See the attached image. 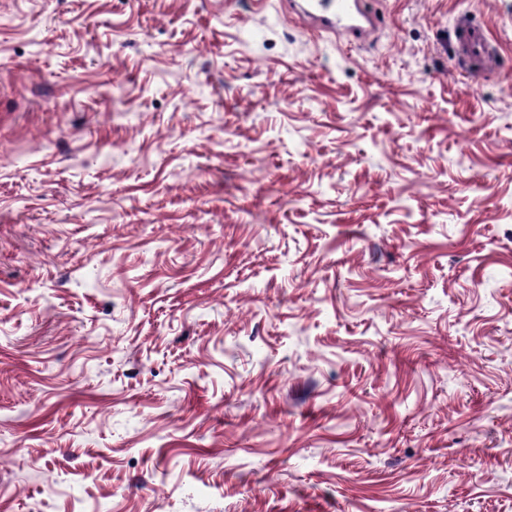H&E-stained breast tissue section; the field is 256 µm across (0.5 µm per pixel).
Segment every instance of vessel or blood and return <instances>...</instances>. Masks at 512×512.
Returning a JSON list of instances; mask_svg holds the SVG:
<instances>
[{
	"label": "vessel or blood",
	"instance_id": "1",
	"mask_svg": "<svg viewBox=\"0 0 512 512\" xmlns=\"http://www.w3.org/2000/svg\"><path fill=\"white\" fill-rule=\"evenodd\" d=\"M289 7L307 18L312 29L343 38L361 37L373 24L362 0H291ZM463 48L473 64L490 63L489 42L480 27L467 28Z\"/></svg>",
	"mask_w": 512,
	"mask_h": 512
}]
</instances>
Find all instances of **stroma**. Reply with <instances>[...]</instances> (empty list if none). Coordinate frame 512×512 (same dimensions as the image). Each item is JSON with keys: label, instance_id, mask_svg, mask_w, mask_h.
Wrapping results in <instances>:
<instances>
[{"label": "stroma", "instance_id": "1", "mask_svg": "<svg viewBox=\"0 0 512 512\" xmlns=\"http://www.w3.org/2000/svg\"><path fill=\"white\" fill-rule=\"evenodd\" d=\"M365 6L0 0V512H512V0ZM289 7L307 18L312 29L338 37H361L373 24L361 0L290 1ZM463 48L470 62L477 66L483 62L485 67L489 68L492 63L489 42L480 27L470 25L467 28L463 36Z\"/></svg>", "mask_w": 512, "mask_h": 512}]
</instances>
